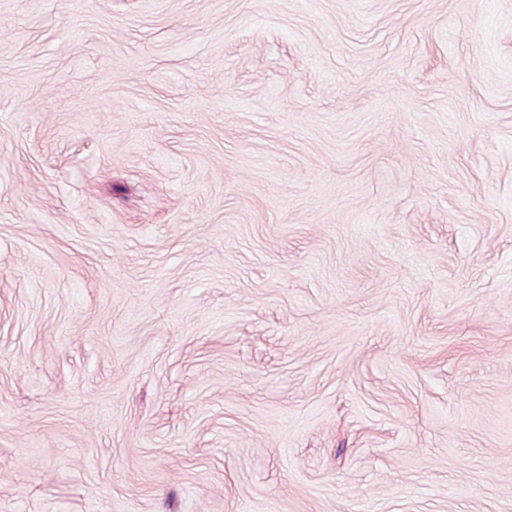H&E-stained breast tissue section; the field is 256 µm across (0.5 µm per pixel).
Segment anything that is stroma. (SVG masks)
Returning <instances> with one entry per match:
<instances>
[{
  "label": "stroma",
  "mask_w": 512,
  "mask_h": 512,
  "mask_svg": "<svg viewBox=\"0 0 512 512\" xmlns=\"http://www.w3.org/2000/svg\"><path fill=\"white\" fill-rule=\"evenodd\" d=\"M0 512H512V0H0Z\"/></svg>",
  "instance_id": "stroma-1"
}]
</instances>
